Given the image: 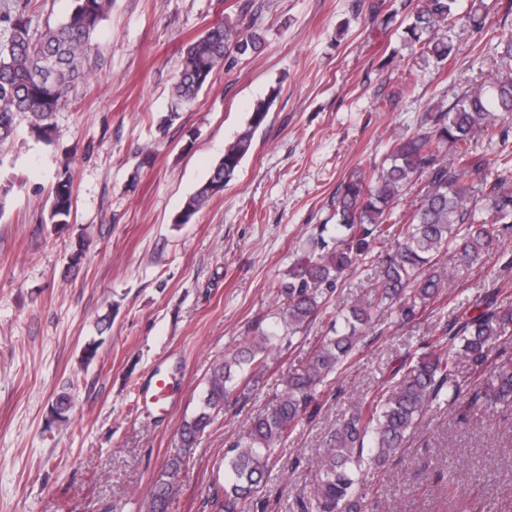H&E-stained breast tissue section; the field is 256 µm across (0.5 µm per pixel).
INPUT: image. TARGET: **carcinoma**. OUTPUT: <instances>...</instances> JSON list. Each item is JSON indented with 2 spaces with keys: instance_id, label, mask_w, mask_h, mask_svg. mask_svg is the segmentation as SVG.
I'll list each match as a JSON object with an SVG mask.
<instances>
[{
  "instance_id": "1",
  "label": "carcinoma",
  "mask_w": 512,
  "mask_h": 512,
  "mask_svg": "<svg viewBox=\"0 0 512 512\" xmlns=\"http://www.w3.org/2000/svg\"><path fill=\"white\" fill-rule=\"evenodd\" d=\"M457 0H422L405 26L407 41L420 46L427 60L442 63L454 55L451 20ZM112 9V0H73L70 13L42 31L31 27L26 7L0 13V142L10 139L19 116L48 139L52 117L68 104L70 88L82 75L93 36ZM241 15L209 27L185 48L171 105L161 125L190 107L212 72L253 55L263 38ZM275 97L258 102L246 128L224 147L209 176L186 199L174 219L188 224L224 191L253 149L256 131ZM512 73L497 74L456 95L447 106L424 112L418 130L395 138L387 158L355 170L336 197V223L323 224L309 245L288 266L280 282L278 325L288 338L307 330L310 319L328 309L331 295L346 275L374 251L385 264L370 289L336 315L306 361L282 379L273 403L251 420L247 434L224 457V485L214 493V512H250L263 480L279 463V451L311 412L318 389L332 380L355 354L379 313L392 309L402 321L415 317L452 290L438 270L442 255L457 267L490 258L512 229ZM498 145L493 157L478 140ZM426 177L418 202L401 215L395 208L420 177ZM73 205V176L64 168L53 189L49 221L65 225ZM442 347L406 353L396 359L379 396L360 397L347 418L336 424L315 457V482L304 512H368L357 485L363 466L383 469L401 455L410 433L427 412L458 404L482 413L512 407V356L499 346L512 337V303L499 289L486 292L477 313L464 312L439 327ZM284 337L261 333L239 351L211 364L202 405L183 421L180 445L166 459L163 475L150 490V512H174L177 475L197 441L223 412L224 404L248 389L255 374L275 360ZM480 382L472 389L460 379V365Z\"/></svg>"
}]
</instances>
